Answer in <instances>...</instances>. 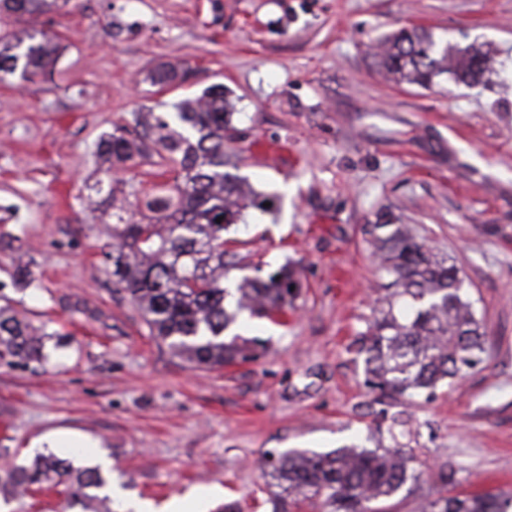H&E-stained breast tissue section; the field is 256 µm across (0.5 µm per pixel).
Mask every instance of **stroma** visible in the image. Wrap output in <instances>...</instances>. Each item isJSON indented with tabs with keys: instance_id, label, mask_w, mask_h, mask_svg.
Here are the masks:
<instances>
[{
	"instance_id": "35a3bbf8",
	"label": "stroma",
	"mask_w": 512,
	"mask_h": 512,
	"mask_svg": "<svg viewBox=\"0 0 512 512\" xmlns=\"http://www.w3.org/2000/svg\"><path fill=\"white\" fill-rule=\"evenodd\" d=\"M494 52L485 81L397 84L372 53L398 30ZM9 31L58 35L55 64L0 86V293L47 340L48 363L0 365V467L54 453L101 468L157 512H271L266 451L330 452L387 430L349 352L384 278L367 225L408 224L460 270L488 352L432 401H387L420 479L382 501L421 512L462 489L512 494V0H71ZM162 62L186 81L152 84ZM224 87L230 163L277 208L239 225L233 249L301 290L287 324L243 317L254 360L200 368L151 336L103 263L112 210L90 209L101 138L141 107ZM159 157L113 171L133 219L168 181ZM35 281L15 289L18 259Z\"/></svg>"
}]
</instances>
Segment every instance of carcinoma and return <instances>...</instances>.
<instances>
[{
  "label": "carcinoma",
  "mask_w": 512,
  "mask_h": 512,
  "mask_svg": "<svg viewBox=\"0 0 512 512\" xmlns=\"http://www.w3.org/2000/svg\"><path fill=\"white\" fill-rule=\"evenodd\" d=\"M70 0H0V21L38 16L66 7ZM29 44H24V39ZM56 61L54 38L43 31L0 35V84L27 81ZM488 52L437 41L417 28H404L385 40L379 65L398 82L429 88L448 75L457 82H479L489 68ZM167 116L152 111L134 116L135 137L123 128L107 135L102 153L110 165L124 164L153 150L175 173L157 183L143 204L153 214L147 223L107 226L103 250L112 284L127 292L150 329L176 356L196 366H224L249 357L247 341L230 333L243 314L274 322L287 314L298 295L295 273L252 267L235 288L224 287L237 254L224 237L243 212L276 208L274 197L255 191L245 178L225 170L224 132L233 113L226 111L224 87L171 104ZM270 206H264V203ZM221 222H216V219ZM367 234L378 268L391 288L376 299L375 316L352 344L363 357L365 386L377 401L429 400L437 385L475 367L486 352L473 304L460 270L450 259L417 239L407 224H371ZM43 328L0 306V364L45 360ZM402 448L345 446L329 453L270 451L264 465L276 481L273 512H380L389 499L419 478ZM106 484L97 470H81L53 455L26 467H0V495L54 491L66 508L112 512V499L89 493ZM423 512H512V495L492 492L441 494Z\"/></svg>",
  "instance_id": "cac0c4a2"
}]
</instances>
